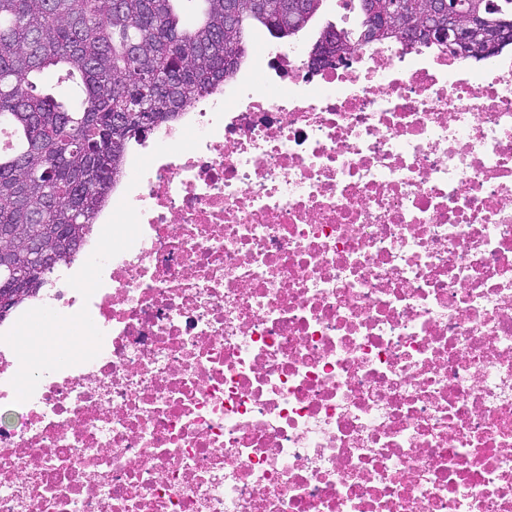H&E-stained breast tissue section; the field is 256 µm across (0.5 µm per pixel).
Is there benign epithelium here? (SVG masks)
Returning a JSON list of instances; mask_svg holds the SVG:
<instances>
[{
    "mask_svg": "<svg viewBox=\"0 0 512 512\" xmlns=\"http://www.w3.org/2000/svg\"><path fill=\"white\" fill-rule=\"evenodd\" d=\"M307 0H292L288 21L282 28L290 31L301 27L309 14ZM485 3L473 0L469 6L459 0H422L417 17L407 11L406 0H387L382 8L368 12L359 44L372 45L394 40L408 47H416L435 39L440 40L451 52L463 50L474 57L488 55L512 42V18L500 19L488 29L483 16ZM354 47L345 43L341 31L331 25L326 27L308 55V67L333 65L344 67L352 61ZM25 261L34 271L43 270L57 260V255L33 233L27 240ZM30 287L25 280L15 281L14 287L4 291L0 308L6 310L13 300Z\"/></svg>",
    "mask_w": 512,
    "mask_h": 512,
    "instance_id": "obj_1",
    "label": "benign epithelium"
}]
</instances>
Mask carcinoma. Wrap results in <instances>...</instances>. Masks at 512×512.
<instances>
[{"instance_id":"obj_1","label":"carcinoma","mask_w":512,"mask_h":512,"mask_svg":"<svg viewBox=\"0 0 512 512\" xmlns=\"http://www.w3.org/2000/svg\"><path fill=\"white\" fill-rule=\"evenodd\" d=\"M0 0V118L20 133L0 154V226L40 224L68 264L56 225L86 238L95 211L123 172L127 143L143 131L116 128L115 115L152 112L160 123L233 79L247 57L246 29L278 25L289 0ZM236 8L224 32V10ZM54 69L80 77L79 109L38 90ZM22 233L6 250L24 273Z\"/></svg>"}]
</instances>
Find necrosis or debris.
I'll return each mask as SVG.
<instances>
[{
	"instance_id": "necrosis-or-debris-1",
	"label": "necrosis or debris",
	"mask_w": 512,
	"mask_h": 512,
	"mask_svg": "<svg viewBox=\"0 0 512 512\" xmlns=\"http://www.w3.org/2000/svg\"><path fill=\"white\" fill-rule=\"evenodd\" d=\"M271 59L0 320V512H512V57Z\"/></svg>"
}]
</instances>
